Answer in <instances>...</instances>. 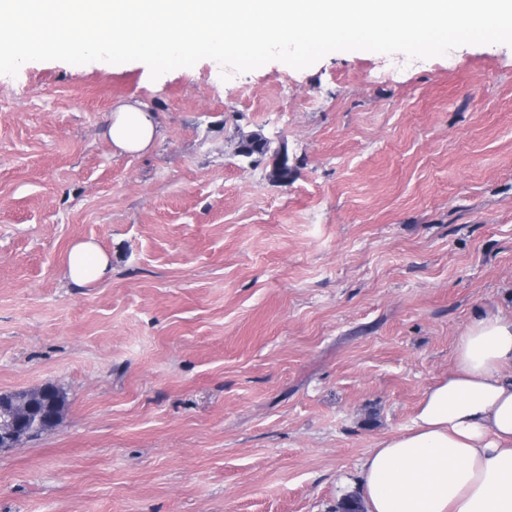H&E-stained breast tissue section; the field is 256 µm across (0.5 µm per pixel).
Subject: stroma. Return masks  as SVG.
<instances>
[{"instance_id":"35a3bbf8","label":"stroma","mask_w":512,"mask_h":512,"mask_svg":"<svg viewBox=\"0 0 512 512\" xmlns=\"http://www.w3.org/2000/svg\"><path fill=\"white\" fill-rule=\"evenodd\" d=\"M129 98L160 136L117 156ZM82 240L112 265L79 288ZM486 310L512 315V46L0 75V394L65 399L0 450V512H336Z\"/></svg>"}]
</instances>
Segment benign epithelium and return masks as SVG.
Returning <instances> with one entry per match:
<instances>
[{"instance_id":"1","label":"benign epithelium","mask_w":512,"mask_h":512,"mask_svg":"<svg viewBox=\"0 0 512 512\" xmlns=\"http://www.w3.org/2000/svg\"><path fill=\"white\" fill-rule=\"evenodd\" d=\"M50 428L58 422L56 388L45 384L35 392L5 399L0 406V447L11 448L25 439L33 421Z\"/></svg>"}]
</instances>
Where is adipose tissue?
Returning <instances> with one entry per match:
<instances>
[{
    "mask_svg": "<svg viewBox=\"0 0 512 512\" xmlns=\"http://www.w3.org/2000/svg\"><path fill=\"white\" fill-rule=\"evenodd\" d=\"M159 134L155 113L117 105L107 136L117 155L141 154ZM109 256L80 241L65 275L102 279ZM455 369L425 393L410 423L360 465L364 512H512V317L475 316L455 346Z\"/></svg>",
    "mask_w": 512,
    "mask_h": 512,
    "instance_id": "obj_1",
    "label": "adipose tissue"
}]
</instances>
